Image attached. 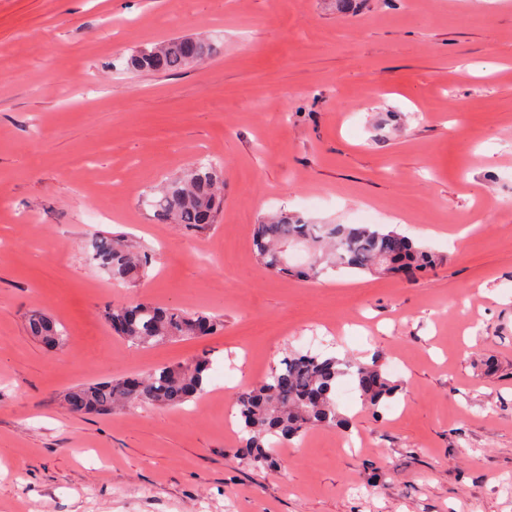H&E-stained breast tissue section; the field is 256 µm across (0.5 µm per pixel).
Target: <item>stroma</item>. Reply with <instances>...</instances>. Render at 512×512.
<instances>
[{
    "label": "stroma",
    "instance_id": "stroma-1",
    "mask_svg": "<svg viewBox=\"0 0 512 512\" xmlns=\"http://www.w3.org/2000/svg\"><path fill=\"white\" fill-rule=\"evenodd\" d=\"M195 35L213 57L126 68ZM209 153L218 222H160L146 198ZM510 198L512 0H0V512H512ZM282 211L367 218L442 262L275 276L252 239ZM114 233L150 256L140 279L94 261ZM142 300L224 330L130 347L101 311ZM34 310L63 347L29 335ZM295 351L379 360L402 390L376 414L338 400L350 431L258 470L234 453L233 400ZM205 352L208 392L181 407H64Z\"/></svg>",
    "mask_w": 512,
    "mask_h": 512
}]
</instances>
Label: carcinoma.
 <instances>
[{
  "label": "carcinoma",
  "instance_id": "1",
  "mask_svg": "<svg viewBox=\"0 0 512 512\" xmlns=\"http://www.w3.org/2000/svg\"><path fill=\"white\" fill-rule=\"evenodd\" d=\"M216 53L202 37L178 36L131 54L127 68L179 72ZM223 167L197 161L183 176L170 181L148 200L158 219L189 228L216 223L224 211ZM304 243L310 262L303 276L317 278L327 269L356 274L425 273L441 258L393 229L366 225L312 224L295 214L272 215L256 225L253 246L263 267L276 275L289 272L283 247ZM93 258L112 272V279L129 282L146 267L148 256L133 250L122 235L101 236ZM104 318L126 343L149 348L183 339L212 336L224 328L221 320L203 311H187L148 302L107 306ZM29 333L45 342H63L66 331L35 311L27 318ZM211 361L202 355L186 364H173L149 374L80 385L64 395L70 413H111L118 408L176 407L206 393ZM350 377L365 409L374 413L388 405L402 386L391 381L377 362L292 352L261 381L239 391L234 400L242 437L235 453L255 466L278 468L277 447L300 439L314 427L349 428L336 405V384Z\"/></svg>",
  "mask_w": 512,
  "mask_h": 512
}]
</instances>
